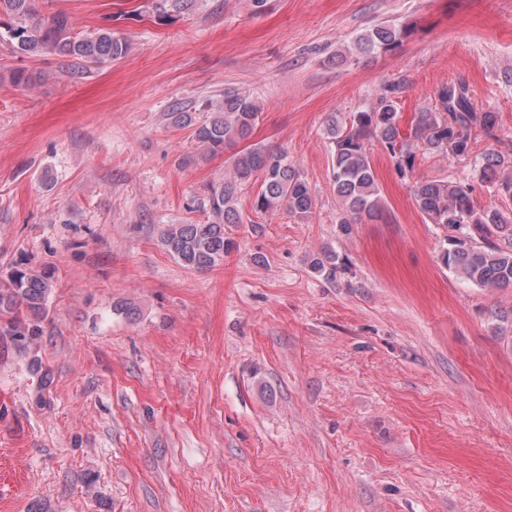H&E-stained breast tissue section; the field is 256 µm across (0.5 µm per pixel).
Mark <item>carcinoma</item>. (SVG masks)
<instances>
[{
  "instance_id": "carcinoma-1",
  "label": "carcinoma",
  "mask_w": 512,
  "mask_h": 512,
  "mask_svg": "<svg viewBox=\"0 0 512 512\" xmlns=\"http://www.w3.org/2000/svg\"><path fill=\"white\" fill-rule=\"evenodd\" d=\"M192 2L154 0L156 16L168 22ZM2 15L24 21L8 26L7 34L16 50L26 54L51 51L84 65H104L121 60L129 51L128 40L110 30L71 37L67 17H39L35 0H0ZM412 33L409 24L381 23L359 34L353 48L359 57L370 59L395 50ZM399 90L395 83L385 85L368 107L347 117L333 113L326 119L323 134L331 147L337 223L345 231L361 217L374 220L381 213L380 186L371 161L374 145L388 154L404 178L412 175L419 151L463 160L470 156L477 134L496 137L497 113L477 111L469 85L462 80L441 86L431 107L419 113L405 134L397 107ZM260 112L257 98L227 87L223 99L210 103V112L202 121L195 113L178 108L166 113L172 126L192 128L193 139L204 154L230 152L229 174L222 184L209 186L203 200L211 214L209 221L171 224L161 236L162 246L187 269L203 271L224 260L232 246L226 230L242 223L240 198L252 182L259 183L251 203L257 213L283 207L288 214L304 218L313 209L314 195L300 167L283 152L274 154L249 143ZM507 164L503 155L490 151L474 162L470 181H416L412 187L418 210L429 223L443 229V265L463 281L489 290L512 288V212L479 208L473 193L479 185L497 196L512 198V171L504 172ZM310 267L332 282L345 270V263L335 251L325 248L312 256ZM52 292L50 275L26 268L15 270L7 282L0 283V339L20 347L41 336Z\"/></svg>"
}]
</instances>
